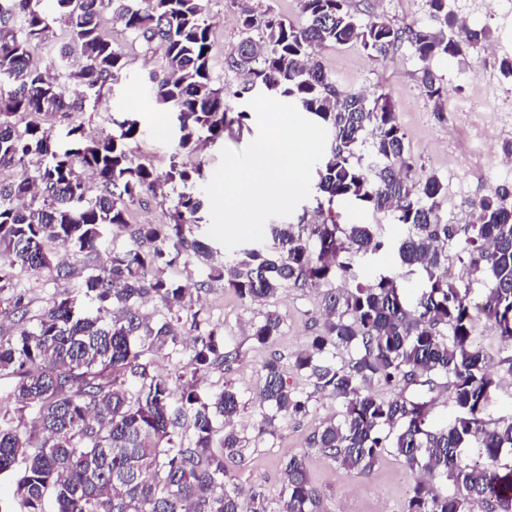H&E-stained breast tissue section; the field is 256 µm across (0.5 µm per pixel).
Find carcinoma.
<instances>
[{"label": "carcinoma", "instance_id": "carcinoma-1", "mask_svg": "<svg viewBox=\"0 0 512 512\" xmlns=\"http://www.w3.org/2000/svg\"><path fill=\"white\" fill-rule=\"evenodd\" d=\"M305 22L296 25L266 8L242 10L243 37L226 58L246 76L235 92L282 97L328 126L329 154L315 167L317 224L267 225L275 254L257 245L228 252L215 262L213 248L189 238L203 223L204 202L194 192L178 195L168 224H140L122 247H105L112 228L128 225L130 206L142 194L183 186L202 178L201 166L180 161L201 141L242 126L249 112H234L215 86L211 26L205 0H0V171L31 159L34 174L0 183V318L15 333L0 336V380L12 382L13 409L0 408V475L15 473L14 500L0 512H321L320 494L303 456L283 463L284 483L276 507L266 494L226 489L225 460L244 461L246 444L228 425L240 408L236 392L201 397L199 376L229 367L236 352L212 327L197 336L187 363L175 377L150 373L142 359L145 343H178L177 313L186 308V289L171 277L148 280V267L172 268L190 254L209 262L211 280H222L240 298L266 301L288 284L341 288L324 294L325 320L293 367L315 390L343 401L339 420L310 437L309 445L347 472H370L390 453L424 476L403 512H512V420L491 422L485 412L496 390L497 372L473 337L483 315L505 349L512 350V185H500L474 204L476 220L460 251L488 275L482 304L471 306L468 291L448 284L441 266L457 227L441 221L446 190L435 174L414 194V164L405 133L388 97L370 100L341 92L325 71L320 51L358 43L385 58L402 44L423 64L422 93L444 116L447 92L430 67L436 57L458 58L484 46L485 28L462 30L448 0H428L430 21L395 27L376 18L361 23L348 0H298ZM112 15L133 39L161 49L159 72L149 76L156 107L177 114L178 149L160 173L134 163L131 143L143 131L127 118L120 134L89 137L71 126L58 147L37 124L19 129L20 113L84 110L90 93L100 95L125 73V52L100 28ZM69 28L72 45L61 50L75 59L54 75L31 64L29 46L49 21ZM260 31L254 39L252 30ZM98 180L92 195L82 171ZM354 200L407 226L393 249L401 265L424 271L427 288L415 300L389 275L372 284L355 280L351 255L384 247L367 224H344L332 212L337 200ZM74 256L100 254L78 294L59 293L38 315L28 316L24 295L15 291L18 272H61L58 250ZM155 301L170 314L150 322L139 303ZM282 318L267 312L252 327L253 339L272 346ZM352 351L349 359L331 350ZM283 356L270 353L258 398L263 422L306 414L309 396L291 387ZM390 389L386 399L369 387ZM180 398L172 403L173 389ZM444 389L458 408L444 427L429 418ZM36 408L27 420L26 410ZM478 449L473 460L462 449ZM449 483L453 491L444 492Z\"/></svg>", "mask_w": 512, "mask_h": 512}]
</instances>
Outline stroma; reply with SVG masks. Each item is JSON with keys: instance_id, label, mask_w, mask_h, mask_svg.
Listing matches in <instances>:
<instances>
[{"instance_id": "35a3bbf8", "label": "stroma", "mask_w": 512, "mask_h": 512, "mask_svg": "<svg viewBox=\"0 0 512 512\" xmlns=\"http://www.w3.org/2000/svg\"><path fill=\"white\" fill-rule=\"evenodd\" d=\"M349 5L363 22L382 18L402 27L428 19L427 0H349ZM452 10H466L472 27L486 28L489 43L501 56L512 57V41L502 31L504 18L492 0H449ZM207 15L211 25L212 53L216 60L213 73L225 96H232L241 83L238 73L230 70L225 58L241 38L242 14L236 0H208ZM103 26L114 43L125 51L128 68L119 83L107 85L98 103H90L84 112L69 115L43 112L18 116L19 125L38 124L51 134H59L71 123L83 125L86 135L99 137L119 134V122L135 115L143 129L142 136L131 145L135 163L167 171L170 157L178 143V125L172 114L156 111L146 95L149 71L158 66L159 51L132 41L123 29L113 24L111 15H104ZM321 60L339 90L356 91L368 98L388 95L406 133V142L415 160L413 184L422 187L425 179L438 175L449 190L462 191L468 206L458 208L455 200L442 205L443 220L457 225L458 234L448 246V265L454 287L467 290L471 303H479L486 287L485 276L469 264L460 262L457 254L468 237L467 226L475 220L474 201L495 187L499 170L496 160L512 149V78L504 77L498 63L488 61L483 49L471 50L465 58H436L431 68L443 79L449 95L471 100L483 117L482 126L471 118L452 111L437 116L432 103L422 94L417 82L420 62L409 46H401L386 58H376L359 45L346 44L322 50ZM488 127L494 138L486 151L473 154L472 141L480 137V127ZM257 131L255 120L245 126L227 127L222 139L201 144L196 153L186 156L189 164L202 163L205 175H212L220 162V151L228 147L245 148ZM177 197L176 190L146 194L131 206L128 227L114 236L115 245L129 242L131 228L137 224H165ZM336 219L342 224H368L387 244L386 249L367 255H354L352 270L359 281L373 283L379 274H389L405 281L410 294L425 288L427 279L421 271H408L393 249L406 234L404 225L393 223L388 215L360 206L349 200L333 205ZM170 277L185 285L191 299L180 313L177 346L147 353L152 374L171 377L186 363L189 343L198 328L218 327L228 348L237 352L231 369L212 368L199 384L201 395L232 387L238 394L240 409L234 428L247 440L246 460L227 465L230 487L247 490L262 488L268 497H275L283 484L282 459L301 455L306 460L312 483L321 496L324 512H401L413 486L412 474L391 455L383 456L369 475L348 472L322 456L309 445L312 432L342 410L340 400L315 391L313 386L293 367L295 354L314 336L322 322V294L319 287L309 285L281 289L270 301L259 303L241 299L223 282L208 278V269L196 258L188 257L169 269ZM77 279H54L47 274H19L16 288L24 294L31 314L48 307L58 293L74 289ZM274 311L283 318L282 334L275 348L257 344L251 327L265 313ZM283 356L284 375L290 385L309 394L308 410L295 419L276 418L267 431H260L262 413L256 396L263 385V364L271 350Z\"/></svg>"}]
</instances>
